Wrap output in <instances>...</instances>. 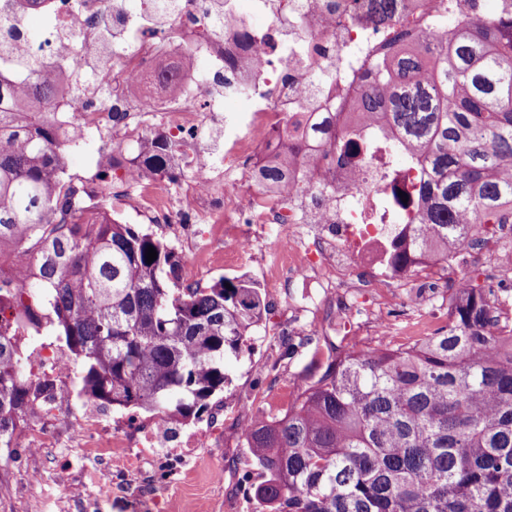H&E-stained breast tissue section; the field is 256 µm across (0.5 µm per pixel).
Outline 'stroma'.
Instances as JSON below:
<instances>
[{"label": "stroma", "instance_id": "1", "mask_svg": "<svg viewBox=\"0 0 512 512\" xmlns=\"http://www.w3.org/2000/svg\"><path fill=\"white\" fill-rule=\"evenodd\" d=\"M149 230L175 248L183 274L199 276L201 286L223 276L243 277L263 293L262 322L210 407L229 412L257 402L275 413L285 411L301 386L322 376L334 348L347 344L344 325H352L361 343L375 341L369 319L377 308L374 296L299 284L279 293L265 264L278 242L276 226L257 230L255 255L240 263L227 262L217 248L193 254L180 225L153 224ZM466 273L493 287L496 303L512 304V270L464 254L444 287L386 289L395 341L416 340L444 325L452 285ZM183 431L173 425L163 444L138 456L125 448L70 442L60 449H17L15 456L0 459V512H254L248 486L256 474L245 463L243 430L225 427L223 437L200 440L177 456L173 450Z\"/></svg>", "mask_w": 512, "mask_h": 512}]
</instances>
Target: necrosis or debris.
<instances>
[{"label":"necrosis or debris","instance_id":"obj_1","mask_svg":"<svg viewBox=\"0 0 512 512\" xmlns=\"http://www.w3.org/2000/svg\"><path fill=\"white\" fill-rule=\"evenodd\" d=\"M447 5V0H396L395 14L409 40L418 41L436 32L435 19ZM373 7L374 0H251V14L269 20L258 29L237 0H209L203 11L187 0L174 19L131 18L118 0H69L67 7L55 8L48 39L28 47L39 58L58 56L74 41L85 47L82 68L67 71L53 103L65 139L77 140L92 129L103 149H111L116 104L126 114L124 132L151 128L179 137L175 164L181 178L107 181L101 197L115 205L134 202L149 224H275L282 242L270 258L291 279L312 276L318 287L330 288L359 262L371 275L358 278V287L385 288L441 271L426 258L408 270L392 261L395 245L408 240V228L390 220L396 203L390 184H408L413 172L391 173L379 161L340 166L322 155L313 139L309 147L320 154V163L292 168L287 191L264 189L261 178L289 123L323 125L339 137L359 127L365 79L388 54ZM220 14L224 29L210 35ZM190 54L209 60L208 74L182 68ZM230 57L236 64L228 68L224 61ZM162 60L181 69L179 97L154 81ZM229 96L247 103L244 115L225 114ZM220 174L241 184V191L231 197L218 193ZM301 224H329L333 232L307 239L297 231ZM28 365L53 386L54 398L38 406L37 432L21 431L18 439L42 447L76 398L73 368L69 354L56 346L33 350ZM126 427L127 434H118L111 417L91 413L69 432L89 448H150L162 429L159 420L133 414Z\"/></svg>","mask_w":512,"mask_h":512}]
</instances>
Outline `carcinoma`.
I'll list each match as a JSON object with an SVG mask.
<instances>
[{
  "mask_svg": "<svg viewBox=\"0 0 512 512\" xmlns=\"http://www.w3.org/2000/svg\"><path fill=\"white\" fill-rule=\"evenodd\" d=\"M375 2L390 56L370 73L359 112L388 124L379 150L390 168L429 170L408 195L411 235L393 260L446 263L484 225L512 223V0H494L491 15L486 0H451L436 21L446 42L415 44L393 23L395 0ZM75 64L28 56L18 35L0 41V256L37 268L27 302L0 288V305L21 309L35 331L26 347L0 331L1 448L34 417L38 393H51L24 374L45 340L70 353L88 401L196 420L264 309L251 281L180 285L175 248L134 224L55 222L83 207L64 180L72 145L51 112L59 73ZM135 144L131 158L113 144L101 163L130 182L175 163L164 134ZM325 148L345 165L360 157L348 134ZM303 160L313 161L306 145L287 136L264 179L277 183ZM491 295L465 275L447 325L342 350L288 410L257 411L245 448L259 512H512V312Z\"/></svg>",
  "mask_w": 512,
  "mask_h": 512,
  "instance_id": "1",
  "label": "carcinoma"
}]
</instances>
